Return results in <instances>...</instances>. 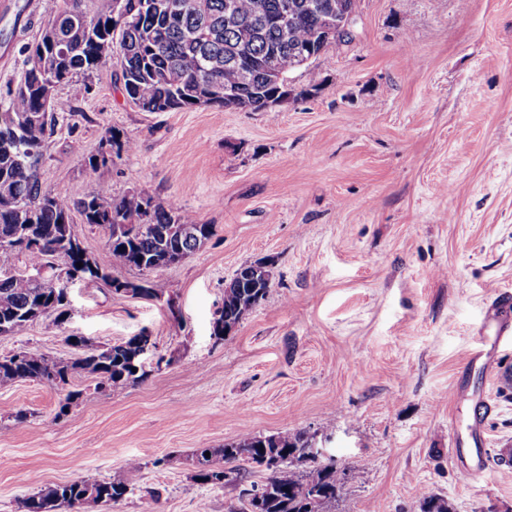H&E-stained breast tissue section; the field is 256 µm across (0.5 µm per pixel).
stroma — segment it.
I'll list each match as a JSON object with an SVG mask.
<instances>
[{
	"mask_svg": "<svg viewBox=\"0 0 512 512\" xmlns=\"http://www.w3.org/2000/svg\"><path fill=\"white\" fill-rule=\"evenodd\" d=\"M39 3L23 35L0 15V101L60 0ZM291 80L296 96L266 112H144L114 66L84 98L58 87L46 188L87 194L82 159L114 126L136 150L96 180L177 200L215 234L177 265L116 271L162 282L166 299L78 283L61 326L0 336V355L69 361L68 336L105 345L144 330L171 360L105 392L82 372L0 386V512L84 479L131 490L60 512H240L267 471L237 461L232 482L203 485L196 449L285 430L330 436L347 469L336 512H420L427 496L512 512V341L486 322L512 290V0H360L351 41ZM255 261L275 267L266 299L215 340L225 285ZM487 350L498 375L475 359ZM476 454L482 471L459 467Z\"/></svg>",
	"mask_w": 512,
	"mask_h": 512,
	"instance_id": "stroma-1",
	"label": "stroma"
}]
</instances>
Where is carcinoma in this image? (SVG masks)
<instances>
[{
  "instance_id": "obj_1",
  "label": "carcinoma",
  "mask_w": 512,
  "mask_h": 512,
  "mask_svg": "<svg viewBox=\"0 0 512 512\" xmlns=\"http://www.w3.org/2000/svg\"><path fill=\"white\" fill-rule=\"evenodd\" d=\"M296 13L292 40L282 41L271 23L281 18L283 2ZM327 0H62L34 42L23 47L24 72L0 105V254L19 251L21 235L40 242L23 252L25 270L0 275V331L16 335L43 319L60 326L67 316L66 296L77 282L117 280L87 252L76 231L81 223L108 231L115 268L154 271L186 258L215 233L173 200L158 202L142 192L120 197L96 181L99 169L134 150L123 131L109 127L101 143L109 154L84 159L91 190L70 199L43 188L38 165L59 124L53 102L67 84L76 98L89 84L74 79L90 75L117 59L123 91L144 112H175L197 106L265 111L272 101L288 100L289 76L297 69L295 47L307 46L320 56L350 35L327 36L321 30L318 5ZM255 71L249 85L239 83V68ZM83 266H78V263ZM275 272L268 262L240 267L224 288V324L237 326L263 301ZM72 344L79 358L65 362L44 353L29 357L0 355V385L37 381L68 384L76 370L89 374L105 391L147 376L142 352L154 346L141 333L99 346L81 336ZM305 431L270 436L245 433L220 448L194 453L195 479L224 486V462L244 460L259 467L270 456L281 459L265 483L245 492L241 512H331L342 490L346 468L331 455L310 459ZM130 491L124 481L80 480L47 485L25 498L24 512H57L60 506L96 507L116 503Z\"/></svg>"
}]
</instances>
